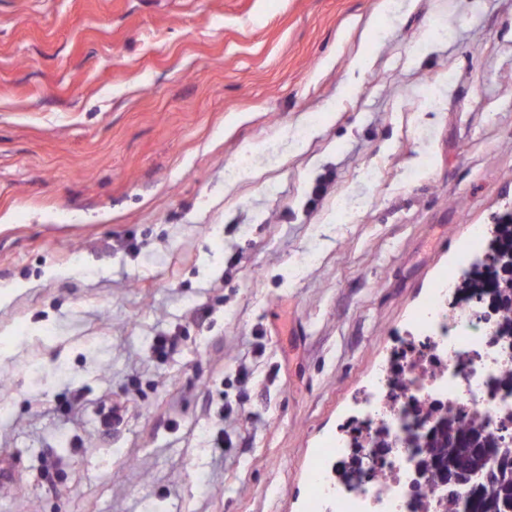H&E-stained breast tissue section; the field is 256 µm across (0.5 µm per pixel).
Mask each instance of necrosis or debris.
<instances>
[{
	"label": "necrosis or debris",
	"mask_w": 512,
	"mask_h": 512,
	"mask_svg": "<svg viewBox=\"0 0 512 512\" xmlns=\"http://www.w3.org/2000/svg\"><path fill=\"white\" fill-rule=\"evenodd\" d=\"M482 229L449 272L410 336L364 397V409L333 456L314 512H443L436 484L417 477L413 450L441 417L477 422L484 435L512 447V356L504 351L492 265L478 287H463Z\"/></svg>",
	"instance_id": "4bbe7bcc"
}]
</instances>
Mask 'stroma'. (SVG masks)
<instances>
[{
    "label": "stroma",
    "mask_w": 512,
    "mask_h": 512,
    "mask_svg": "<svg viewBox=\"0 0 512 512\" xmlns=\"http://www.w3.org/2000/svg\"><path fill=\"white\" fill-rule=\"evenodd\" d=\"M509 210L512 0H0V512H311Z\"/></svg>",
    "instance_id": "obj_1"
}]
</instances>
